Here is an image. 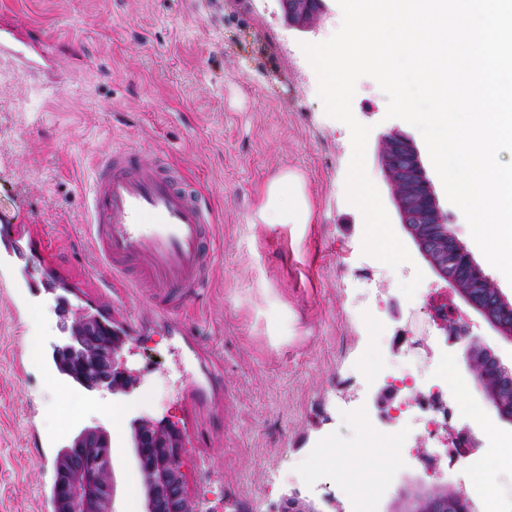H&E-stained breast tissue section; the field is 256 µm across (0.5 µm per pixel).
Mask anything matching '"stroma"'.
Instances as JSON below:
<instances>
[{
  "label": "stroma",
  "instance_id": "obj_1",
  "mask_svg": "<svg viewBox=\"0 0 512 512\" xmlns=\"http://www.w3.org/2000/svg\"><path fill=\"white\" fill-rule=\"evenodd\" d=\"M0 21L56 47L50 75L0 57V512H54L55 459L75 432H112L139 416L179 428L192 512H273L294 488L320 512H349L328 475L308 484L305 462L327 437L334 460L374 451L358 445L354 409L366 398L388 418L395 402L390 386L365 392L372 356L391 359V336L408 332L415 343L397 368L424 390L440 359H465L436 308L472 335L487 330L423 261L392 269L364 251V218L346 194L350 130L327 116L302 49L335 34L337 0L306 32L288 27L275 0H0ZM386 109L377 82L359 79L352 111L371 128L366 172L383 198V135L420 137ZM120 146L166 154L217 211L210 286L182 316L222 381L195 421L181 391L196 368L163 328L127 337L123 360L137 381L127 394L72 386L53 361L59 297L74 317L155 318L140 293L100 289L111 274L84 232L95 161ZM285 171L304 178L310 223L258 217L267 183ZM18 347L33 360L24 375L12 361ZM419 429L406 414L404 450L374 512H388L411 482L465 479L458 465L417 462ZM112 478L114 512H141L130 448L113 454Z\"/></svg>",
  "mask_w": 512,
  "mask_h": 512
}]
</instances>
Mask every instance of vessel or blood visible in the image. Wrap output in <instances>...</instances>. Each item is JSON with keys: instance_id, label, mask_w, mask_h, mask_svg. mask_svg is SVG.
<instances>
[{"instance_id": "1", "label": "vessel or blood", "mask_w": 512, "mask_h": 512, "mask_svg": "<svg viewBox=\"0 0 512 512\" xmlns=\"http://www.w3.org/2000/svg\"><path fill=\"white\" fill-rule=\"evenodd\" d=\"M18 59L35 72L49 59L37 37L19 41L0 26V55ZM87 236L114 277L144 292L174 335L192 341L175 315L195 302L209 281L211 205L181 180L165 155L126 147L95 164L86 191Z\"/></svg>"}]
</instances>
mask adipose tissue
I'll return each mask as SVG.
<instances>
[{
    "mask_svg": "<svg viewBox=\"0 0 512 512\" xmlns=\"http://www.w3.org/2000/svg\"><path fill=\"white\" fill-rule=\"evenodd\" d=\"M267 224H306L311 220V204L300 175L281 174L265 189L260 209Z\"/></svg>",
    "mask_w": 512,
    "mask_h": 512,
    "instance_id": "1",
    "label": "adipose tissue"
}]
</instances>
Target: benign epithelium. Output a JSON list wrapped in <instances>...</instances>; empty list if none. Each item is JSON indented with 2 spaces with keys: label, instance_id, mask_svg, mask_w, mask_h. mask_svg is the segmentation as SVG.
Wrapping results in <instances>:
<instances>
[{
  "label": "benign epithelium",
  "instance_id": "benign-epithelium-1",
  "mask_svg": "<svg viewBox=\"0 0 512 512\" xmlns=\"http://www.w3.org/2000/svg\"><path fill=\"white\" fill-rule=\"evenodd\" d=\"M288 27L310 31L328 11L329 0H316L314 17L310 18L291 6L289 0H275ZM380 163L390 187V203L398 222L392 228L403 236L411 249L443 280L460 302L479 318L494 336L512 343V304L493 284L491 293L477 298L465 289L448 257L467 249L447 228V217L429 179L413 140L399 130L382 138ZM418 184L421 192L402 195L397 185ZM67 303L59 306L61 344L55 346L54 360L70 369V377L88 391L108 390L126 393L135 383L134 377L120 360L125 338L107 340L99 335L101 320L83 315L68 321ZM437 318L443 328H452L480 352L485 367L497 372L502 385L512 388V368L506 367L498 353L483 339L469 337L465 324H448L447 315ZM465 377L472 380L486 405L493 410L494 420L502 427L512 428V413L492 399L480 378L473 375L472 363L465 362ZM130 445L144 492L143 512H186L188 503L181 470V437L175 426L140 417L130 424ZM98 448L104 462L105 480H97L95 464L87 450ZM58 512H112L113 479L111 435L101 426H87L78 431L62 449L56 468ZM448 489L442 481L429 489L418 488L409 498L403 512H448L450 502L435 493ZM276 512H319L313 503L294 490L280 500Z\"/></svg>",
  "mask_w": 512,
  "mask_h": 512
}]
</instances>
